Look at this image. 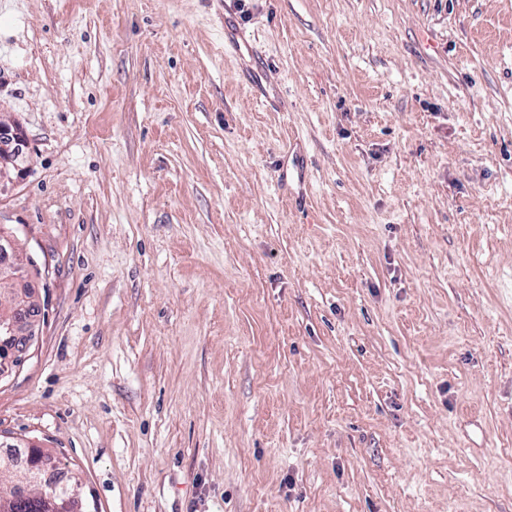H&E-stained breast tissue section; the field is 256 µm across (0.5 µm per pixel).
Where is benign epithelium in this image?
I'll return each mask as SVG.
<instances>
[{"label":"benign epithelium","mask_w":512,"mask_h":512,"mask_svg":"<svg viewBox=\"0 0 512 512\" xmlns=\"http://www.w3.org/2000/svg\"><path fill=\"white\" fill-rule=\"evenodd\" d=\"M21 140L18 128L0 121V194L14 185L20 174L18 150L3 147V142ZM0 252L7 259L0 262V287L12 289L9 312L0 317V380L8 377L21 365L25 354L37 336L38 319L31 313L35 306V295L28 279L26 259L15 247L12 232L0 231ZM53 469L42 466L39 457H34L26 469V478L16 482V489L25 493L37 487L41 493L58 491L60 485L51 477Z\"/></svg>","instance_id":"1"}]
</instances>
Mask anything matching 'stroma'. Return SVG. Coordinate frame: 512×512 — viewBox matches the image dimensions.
Returning a JSON list of instances; mask_svg holds the SVG:
<instances>
[{
    "instance_id": "stroma-1",
    "label": "stroma",
    "mask_w": 512,
    "mask_h": 512,
    "mask_svg": "<svg viewBox=\"0 0 512 512\" xmlns=\"http://www.w3.org/2000/svg\"><path fill=\"white\" fill-rule=\"evenodd\" d=\"M225 14L0 0V439L91 512H512V0H246L277 110ZM241 78L249 86L252 96L261 103H265L271 98V94L276 98L279 96V91L276 83H273L267 75L261 77L252 74L247 69H241ZM265 82V85L263 83ZM274 97V98H275ZM15 139L21 141V133L16 126L5 124L2 120L0 121V195L13 186L20 174L18 167V149L11 151L6 150L3 147L2 142L11 141ZM0 241L2 253L8 259L0 263V288L9 285L12 289V299L9 312L1 315L0 308V380L8 377L21 365L25 354L37 336L39 316L31 311L36 307V295H33L32 285L28 279L26 259L15 247L12 232L1 229Z\"/></svg>"
}]
</instances>
